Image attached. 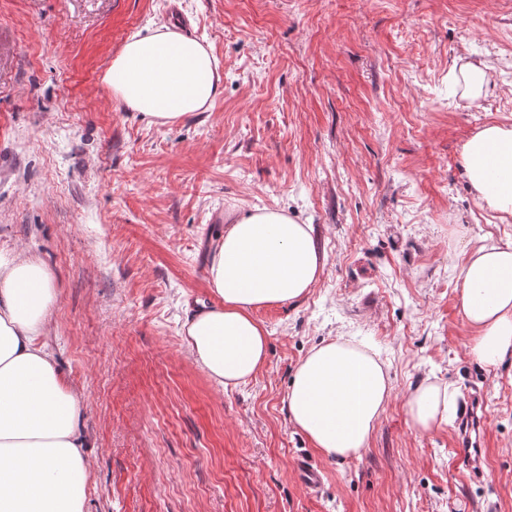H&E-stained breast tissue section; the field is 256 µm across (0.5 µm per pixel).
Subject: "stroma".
<instances>
[{
    "label": "stroma",
    "instance_id": "obj_1",
    "mask_svg": "<svg viewBox=\"0 0 512 512\" xmlns=\"http://www.w3.org/2000/svg\"><path fill=\"white\" fill-rule=\"evenodd\" d=\"M166 21L214 55L221 84L162 127L103 76ZM480 56L488 93L454 96L449 73ZM502 121L512 0H0V249L54 279L47 343L83 396L86 512H512V358H471L456 268L462 249L512 239L461 158ZM256 207L311 225L325 264L303 298L256 310L266 362L224 390L183 325L215 301L210 239ZM340 336L377 351L392 394L361 456L329 459L287 395L308 350ZM428 381L460 405L483 391V478L456 469L454 421L409 424Z\"/></svg>",
    "mask_w": 512,
    "mask_h": 512
}]
</instances>
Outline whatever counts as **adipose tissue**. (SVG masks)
<instances>
[{"label":"adipose tissue","mask_w":512,"mask_h":512,"mask_svg":"<svg viewBox=\"0 0 512 512\" xmlns=\"http://www.w3.org/2000/svg\"><path fill=\"white\" fill-rule=\"evenodd\" d=\"M113 97L148 123L170 126L215 100L213 55L173 26L131 36L106 71ZM475 200L512 215V123H488L463 146ZM459 307L471 331L469 353L495 369L512 353V240L461 252ZM325 256L310 225L266 207L229 217L207 262L216 299L183 326L198 366L222 388L246 383L263 367L268 333L257 309L302 298ZM56 302L48 269L23 253L0 250V512H85L89 460L78 433L81 396L63 381L44 338ZM391 393L378 354L335 338L298 363L288 418L327 458L368 448ZM449 387L429 383L406 402L412 428L428 432L448 419Z\"/></svg>","instance_id":"1"}]
</instances>
